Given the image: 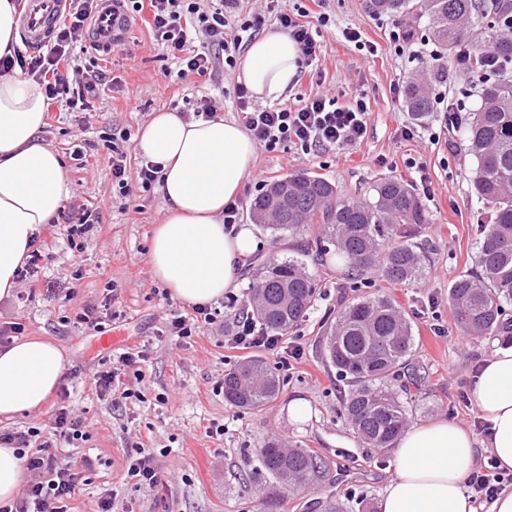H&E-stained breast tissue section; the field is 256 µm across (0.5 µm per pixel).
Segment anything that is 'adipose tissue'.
<instances>
[{"label":"adipose tissue","instance_id":"obj_1","mask_svg":"<svg viewBox=\"0 0 512 512\" xmlns=\"http://www.w3.org/2000/svg\"><path fill=\"white\" fill-rule=\"evenodd\" d=\"M298 59L288 34L267 28L249 46L239 79L259 99H280L297 75ZM46 110L41 85L0 75V300L14 296L32 238L71 194L61 156L39 137ZM136 149L161 168L165 216L149 248L156 279L193 305L235 290L257 243L249 226L225 228L222 215L255 164L253 139L231 120H187L165 111L140 129ZM65 372V353L51 342L16 338L1 347L0 417L39 410ZM470 393L488 427L487 451L512 471V346L484 359ZM476 444L474 432L455 420L409 426L397 440L380 512H512V490L487 506L474 502L467 476Z\"/></svg>","mask_w":512,"mask_h":512}]
</instances>
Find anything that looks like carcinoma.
I'll return each mask as SVG.
<instances>
[{
  "instance_id": "obj_1",
  "label": "carcinoma",
  "mask_w": 512,
  "mask_h": 512,
  "mask_svg": "<svg viewBox=\"0 0 512 512\" xmlns=\"http://www.w3.org/2000/svg\"><path fill=\"white\" fill-rule=\"evenodd\" d=\"M368 13L402 22L426 18L437 57L456 54L465 43L489 50L512 63V0H365ZM493 16L487 25L482 19ZM480 106L464 120L466 161L475 163L471 192L491 212L475 256L476 273L462 275L449 290V305L465 336L493 335L507 326L512 305V72L483 83ZM405 107L419 120L434 104L423 80L405 88ZM251 218L274 233H299L320 226V237L336 247V255L355 279L374 268L386 280L403 284L422 279L425 255L416 238L428 223L414 189L384 177L361 200L344 197L336 184L297 171L267 186L251 205ZM317 296V283L295 257H272L250 273L248 303L254 320L273 333L286 334L306 318ZM413 326L398 305L384 296L352 298L326 325L320 340L324 362L348 381L343 410L355 434L370 448H394L408 427L404 402L410 385ZM280 380L260 357L224 374V398L234 406L258 408L274 400ZM259 459L275 485L292 491L315 488L323 474L317 456L306 448H284L272 438L259 449Z\"/></svg>"
}]
</instances>
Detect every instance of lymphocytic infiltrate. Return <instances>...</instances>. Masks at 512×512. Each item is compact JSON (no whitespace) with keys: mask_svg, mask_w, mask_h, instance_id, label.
Here are the masks:
<instances>
[{"mask_svg":"<svg viewBox=\"0 0 512 512\" xmlns=\"http://www.w3.org/2000/svg\"><path fill=\"white\" fill-rule=\"evenodd\" d=\"M98 8V0H65L62 22L46 50L15 51L0 58V74H21L42 85L48 104L66 112H87L102 85L106 70L73 64L70 48L83 44ZM129 12H149L150 27L164 55L170 57L176 79L193 76L201 83L213 81L223 67H236L237 53L244 38L254 36L265 23L255 12L242 15L241 0H124ZM276 21L297 44L305 66H313L321 53V27L329 19L318 14L315 21L279 11ZM235 103L251 138L266 151L294 146L308 155L330 148L360 143L366 136L369 109L363 101L351 106L338 105L329 92H322L298 105L276 103L257 105L245 84H237ZM234 319L224 337L233 347L261 348L275 354L277 366L287 371L292 360L302 355L299 343H284L282 336L258 326L236 295L227 298ZM147 346L128 347L119 353L108 370L95 372L90 380L97 397L110 395L125 368L146 361ZM60 405L54 410L48 432L32 427L25 431H1L0 443L15 448L30 475L22 496L0 512H74L71 505L81 478L80 473L54 454L58 444L75 446L86 440L67 392H60ZM475 498L491 501L512 487V472L501 469L495 457L481 458L468 477Z\"/></svg>","mask_w":512,"mask_h":512,"instance_id":"1","label":"lymphocytic infiltrate"}]
</instances>
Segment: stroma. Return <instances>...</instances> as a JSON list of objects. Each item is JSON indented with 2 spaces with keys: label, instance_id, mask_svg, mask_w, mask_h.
<instances>
[{
  "label": "stroma",
  "instance_id": "obj_1",
  "mask_svg": "<svg viewBox=\"0 0 512 512\" xmlns=\"http://www.w3.org/2000/svg\"><path fill=\"white\" fill-rule=\"evenodd\" d=\"M280 7L306 9L330 18L321 30L318 69L325 78L317 84L300 77L286 99L295 103L313 97L322 89L335 94L339 104L364 100L370 110L365 139L357 145L304 155L287 147L275 152L258 150L255 165L245 181L239 201L250 208L264 184L295 171H308L335 183L345 196H367L371 186L384 177L407 183L418 181L410 159L427 166L434 193L423 203L428 222L418 238L427 256L420 281L393 285L381 271L365 277V292L393 299L412 320L415 346L412 363L420 379V393L407 406L411 423L436 418L459 421L473 427L477 417L472 400L466 399L475 371L493 350L504 345L500 336H465L455 324L448 304V289L460 275L474 268L481 239V226L490 214L470 192L468 174L460 157L467 142L462 131H454L455 156H447L423 133L434 126L437 113L415 121L403 103L393 98L394 87H405L424 65L414 54L427 42L424 21L413 24V51L394 52L389 33L395 22L369 14L364 0H280ZM360 32L363 41L374 43L378 52L365 54L347 42L344 31ZM171 63L163 58L150 26L135 16L129 40L113 52L105 67L120 77V90H105L89 114L50 108L41 139L61 155L70 182V203L99 207L102 225L90 232L81 268H74L66 240L51 242L50 259L42 263L39 286L26 301H0V325L22 324L23 335L50 341L67 357L62 382L76 407L88 440L76 448L59 449L74 467L94 457L92 472L80 486L76 499L81 512H96L105 491L117 494L119 512H257L269 481L258 469L256 454L271 438L291 448H307L325 465L326 478L315 493L282 491L279 512H324L329 501L343 505L345 512H360V501L378 502L391 473L392 452L365 447L342 413L347 391L335 369L326 367L315 353L321 327L333 318L347 299L353 298L346 271L337 265L334 253L320 254L316 235L273 236L262 225L252 224L258 246L251 264L271 257L285 259L297 250L315 254L307 272L318 283L319 296L307 318L294 328L303 345L302 357L291 370L280 373L278 397L262 407L241 409L224 399V374L242 361L255 357L252 349H234L214 328H205L176 347L164 329L173 315L188 311V304L166 298V288L155 279L148 259L153 228L161 223L165 201L159 188H133L129 198L112 194V168L102 136L139 130L157 112L189 111L201 95L221 103L220 116L238 120L234 92L236 70L220 72L216 84L199 86L196 79L171 81L165 72ZM416 125L421 138L399 139L404 125ZM83 150L93 166L87 175L77 174L75 151ZM114 285L119 299L106 332H122V347L141 344L149 348L143 364L144 380L134 371L123 377L135 390L132 399L97 398L89 378L112 365L111 350L99 347L100 334L75 324L76 313L101 305L106 285ZM436 306H429V297ZM302 397L312 415L305 423L288 418V404ZM221 424L224 433L209 436L207 427ZM142 438L154 454L160 480L156 486L137 484L127 475V456L134 438Z\"/></svg>",
  "mask_w": 512,
  "mask_h": 512
}]
</instances>
